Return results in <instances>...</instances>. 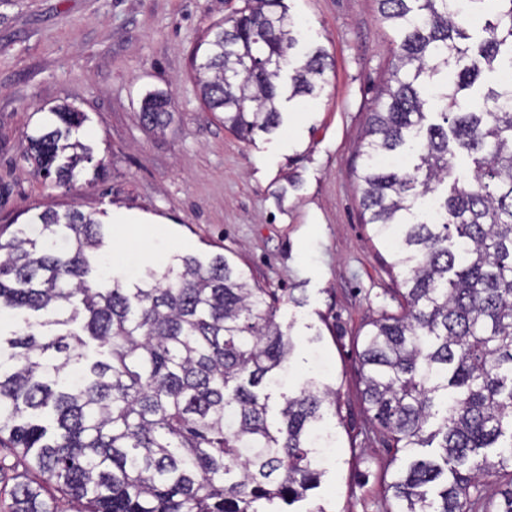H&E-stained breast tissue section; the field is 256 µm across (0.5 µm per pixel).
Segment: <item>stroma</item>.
<instances>
[{"mask_svg":"<svg viewBox=\"0 0 512 512\" xmlns=\"http://www.w3.org/2000/svg\"><path fill=\"white\" fill-rule=\"evenodd\" d=\"M299 57L334 61L317 97L292 101L280 128L244 142L197 96L192 52L208 24L243 0H0V228L33 209L78 204L112 227V274L124 281L173 255L223 254L280 299L295 350L287 384L319 374L339 392L326 425L336 435L317 494L335 512H386L391 454L371 433L361 399L358 338L399 309L403 274L391 245L360 217L352 170L367 107L390 65L392 33L377 0H284ZM170 94L164 132L140 119L147 92ZM82 112L101 160L70 193L51 189L27 156L50 106ZM0 447V512L35 480Z\"/></svg>","mask_w":512,"mask_h":512,"instance_id":"35a3bbf8","label":"stroma"}]
</instances>
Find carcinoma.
Masks as SVG:
<instances>
[{
  "instance_id": "cac0c4a2",
  "label": "carcinoma",
  "mask_w": 512,
  "mask_h": 512,
  "mask_svg": "<svg viewBox=\"0 0 512 512\" xmlns=\"http://www.w3.org/2000/svg\"><path fill=\"white\" fill-rule=\"evenodd\" d=\"M244 2L206 27L191 65L205 108L251 141L282 124L283 73L288 99L312 96L332 61L317 47L292 63L282 0ZM467 4L459 16L448 0H378L392 61L354 176L364 223L399 232L404 272V312L370 321L358 352L374 431L401 461L387 512H512V86L474 90L483 70L512 68V0ZM170 116L166 94L144 97V125ZM85 121L58 105L27 137L37 173L65 193L94 160ZM440 188L421 220L415 202ZM109 238L73 205L0 240V314L36 318L0 340V440L41 478L17 484L12 512H51L47 484L85 512H296L325 475L335 438L320 422L338 391L308 377L269 420L293 352L278 299L223 255L176 254L102 288Z\"/></svg>"
}]
</instances>
